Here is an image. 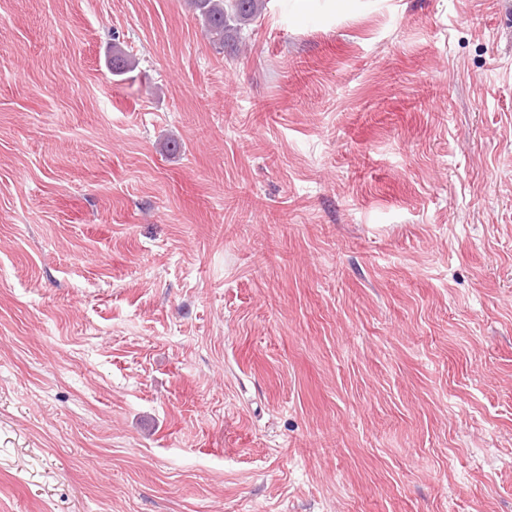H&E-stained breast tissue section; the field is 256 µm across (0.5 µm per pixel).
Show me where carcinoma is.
<instances>
[{
	"label": "carcinoma",
	"instance_id": "carcinoma-1",
	"mask_svg": "<svg viewBox=\"0 0 512 512\" xmlns=\"http://www.w3.org/2000/svg\"><path fill=\"white\" fill-rule=\"evenodd\" d=\"M266 0H189L201 21L209 42L215 47H234L242 30L265 9ZM138 62L121 44H112V74L123 76L134 71Z\"/></svg>",
	"mask_w": 512,
	"mask_h": 512
}]
</instances>
